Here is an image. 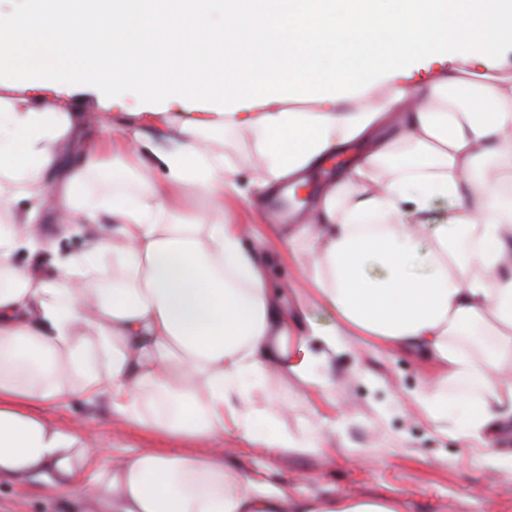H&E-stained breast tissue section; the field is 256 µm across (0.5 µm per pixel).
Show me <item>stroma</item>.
I'll use <instances>...</instances> for the list:
<instances>
[{
    "instance_id": "1",
    "label": "stroma",
    "mask_w": 512,
    "mask_h": 512,
    "mask_svg": "<svg viewBox=\"0 0 512 512\" xmlns=\"http://www.w3.org/2000/svg\"><path fill=\"white\" fill-rule=\"evenodd\" d=\"M91 134L130 133L139 127L131 100L106 104L93 91L73 93ZM224 148L237 161V182L251 192L259 158L250 142L225 131ZM34 229L42 242L33 249L20 246L12 260L33 274L57 279L68 258L80 254L89 225L72 218L58 220L45 211ZM430 372L413 354L371 349L356 343L336 358V407L333 450L308 449L280 453L258 444L227 437L190 443L161 440L124 424L103 405L72 398L54 411L61 425L82 433L93 451L107 458L124 456L126 448L173 447L194 457H210L217 449L230 451L227 464L242 474H262L306 495L395 496L404 512H512V466L501 454L477 453L454 432L415 411L410 402ZM268 405L273 418L288 432L299 434L319 425L320 413L305 397L301 384L269 378ZM0 512H50L33 486L21 481L0 483Z\"/></svg>"
}]
</instances>
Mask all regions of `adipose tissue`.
<instances>
[{"label": "adipose tissue", "instance_id": "ef3b65f1", "mask_svg": "<svg viewBox=\"0 0 512 512\" xmlns=\"http://www.w3.org/2000/svg\"><path fill=\"white\" fill-rule=\"evenodd\" d=\"M13 2L0 55L40 35L53 47L1 82L0 480L64 512H85L91 484L94 512H402L292 496L220 455L140 448L111 464L50 415L79 395L164 438L323 451L320 428L279 429L256 398L272 375L325 397L347 336L434 362L415 405L468 447L512 431V65L499 60L512 0ZM464 49L475 66H458ZM63 85L132 97L143 129L86 141L69 103L23 94ZM174 101L202 110L162 145L147 126ZM207 128L251 136L261 193L360 152L304 223L248 227L239 211L260 200L223 148L201 145ZM78 139L74 158L63 146ZM108 156L139 172L136 191L88 194ZM436 200L446 223L430 221ZM47 206L95 227L62 281L12 262ZM274 243L307 272L291 301L270 285Z\"/></svg>", "mask_w": 512, "mask_h": 512}]
</instances>
